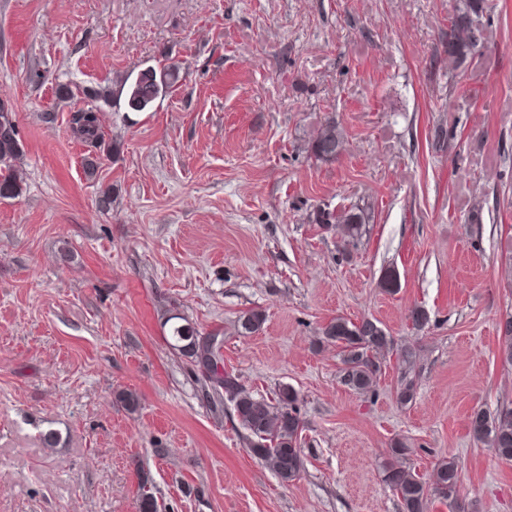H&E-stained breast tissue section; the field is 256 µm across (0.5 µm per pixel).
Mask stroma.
<instances>
[{"mask_svg":"<svg viewBox=\"0 0 512 512\" xmlns=\"http://www.w3.org/2000/svg\"><path fill=\"white\" fill-rule=\"evenodd\" d=\"M486 4L452 72L463 0H0L24 144L22 191L0 198V512H139L145 491L165 512H401L382 479L397 437L421 477L459 463V503L430 512H512V463L468 430L512 408V0ZM168 65L179 80L150 111L100 102L112 154L86 177L70 114L87 101L59 85ZM330 117L347 149L321 164L307 144ZM351 205L372 221L346 246L316 215ZM253 309L261 330L238 335ZM172 311L223 330L255 395L299 391V479L206 402L165 340ZM337 315L379 320L412 367L388 359L375 395L350 391L317 343ZM464 1V9L452 19L448 32V67L452 69L458 68L477 48L481 30L475 18L486 9L485 0Z\"/></svg>","mask_w":512,"mask_h":512,"instance_id":"1","label":"stroma"}]
</instances>
